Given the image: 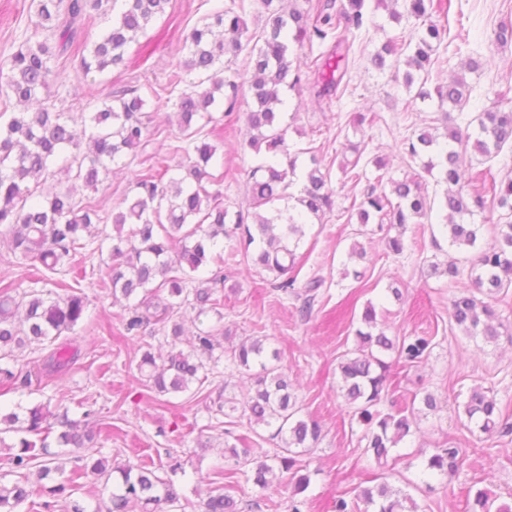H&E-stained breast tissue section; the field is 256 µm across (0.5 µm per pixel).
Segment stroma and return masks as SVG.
Masks as SVG:
<instances>
[{"label": "stroma", "instance_id": "35a3bbf8", "mask_svg": "<svg viewBox=\"0 0 512 512\" xmlns=\"http://www.w3.org/2000/svg\"><path fill=\"white\" fill-rule=\"evenodd\" d=\"M219 0H171L164 15L147 30L148 59L137 57V46L127 50V64L83 79L79 60L66 55L54 60L60 76L51 88V101L60 112H92L105 96L121 89L141 95L150 113V150L167 155L170 164L180 161L173 154L178 129L167 113L154 112L153 92L163 91L179 63L184 35ZM512 20V0H451L448 26L451 35L463 38V52L478 49L485 66L468 74L477 85L478 96L467 109L481 111L491 106L501 88L512 86V44L496 42L494 31L500 20ZM375 27L358 35L354 61L349 67L350 84L340 101L309 103L299 110L288 140L297 148L323 147L326 162L332 163V185L336 191L333 210L322 222L308 226L299 252L303 256L301 276L320 271L325 278L310 316L300 313L302 301L292 293L274 288L271 273L247 260L236 241L224 243L227 277L217 286L216 295L224 302L221 315H208L205 327L222 326L227 333L224 348H231L248 337L264 338L270 348L281 353L288 369L302 416L316 419L321 426L318 442L304 452L300 461L311 474L304 493L303 512H333L337 499L353 500L360 488L369 486L379 475H387L392 487L403 489L414 500L417 512H465L468 493L486 492L495 504L512 506V433L492 436L469 424L463 406L473 388L480 387L493 397L505 420L512 423V336L504 334L495 342L466 336L451 323L448 304L453 294L468 288V280L449 283L447 278L429 275L431 263L454 257L446 238H433L442 221L433 211L425 223L408 225L402 255L386 254L382 232L360 234L357 223L348 222L345 209L352 202V184L344 179L338 165L352 158V146L362 151L360 171L368 178L386 173L400 180L422 170L420 161H408L403 141L413 131L441 123L436 102L413 103V90L396 81L392 72L370 70L368 57L389 38L408 35L409 22L389 20L384 9L374 12ZM35 14L31 0H0V62L21 45L23 33L34 30ZM376 112L371 125H357L360 112ZM217 146L223 156L213 167L215 188L224 193V205L236 212L247 201V172L256 161L253 151L242 149L244 123H227L223 111H215ZM383 160L384 171H377L374 160ZM139 163L104 175L98 189L81 188L80 199L112 210L131 192V180ZM360 244L365 258L352 257L351 247ZM111 259L106 253H91L86 266L92 274L82 283L89 301L88 324L78 328L81 358L76 369L48 379L44 388L6 389L0 386V406L50 402L53 410L68 411L81 418L82 400L94 405L102 422L112 432L100 437L110 464L136 465L145 457L164 462L174 456L183 469L174 477L182 495L185 512H198L206 488L199 475L223 467L231 476L239 512H291L288 488L273 481L267 488L247 482L242 467L224 456L228 436L253 437L257 452L275 455L278 441L265 427H251L247 418L232 414L224 426L209 429L212 415L202 395L188 391L177 395H156L136 369L142 342L127 336L122 323V305L113 303L108 290L99 285L98 274ZM362 280H354L353 272ZM404 283L402 301L388 291L392 280ZM377 310L380 328L388 336H425L431 345L418 363H400L395 353L384 356L395 363L394 386L385 396L381 409L412 407L414 399L433 395L435 412L418 415L413 433L393 448L386 467L365 452V430L340 396L338 364L355 347L354 320L366 303ZM460 451L459 468L454 475L422 474V464L439 448Z\"/></svg>", "mask_w": 512, "mask_h": 512}]
</instances>
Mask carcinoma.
I'll list each match as a JSON object with an SVG mask.
<instances>
[{"label":"carcinoma","mask_w":512,"mask_h":512,"mask_svg":"<svg viewBox=\"0 0 512 512\" xmlns=\"http://www.w3.org/2000/svg\"><path fill=\"white\" fill-rule=\"evenodd\" d=\"M375 7L403 2L404 12L393 8L390 18L399 22L405 16L420 21L412 40L385 42L370 59L378 71L403 70V83L411 87L415 73L431 65L432 55L444 43L447 29L434 16L447 13L445 0H343L334 7L331 0L311 4V0H258L263 26L252 33L242 15L232 7L218 9L203 19L185 37L186 55L179 67L192 77L188 88L176 100L155 93L157 107L172 105L182 145L189 165L186 175H169L170 165L159 160L149 172L135 180L136 193L124 199L109 213L97 205L77 201L76 184L95 190L108 165L119 166L124 158L136 159L147 146V126L142 120L145 100L130 90L108 95L102 107L74 116L56 112L49 104L54 72L51 61L72 49L81 54L79 74L87 79L94 73L118 68L126 63V50L144 34L154 18L165 13L170 0H35V27L58 34L54 46L27 39L12 55L0 103L13 104V113L0 126V235L8 234L13 251L29 263L33 287L19 293L13 284L0 285V385L9 388L31 384L30 375L17 370L14 348L27 342L54 344L62 335L74 333L87 318V298L80 289L86 278L83 257L88 250L100 251L112 241V266L106 272L112 299L126 301L124 329L138 333L150 323L151 300L163 299L162 331L173 338L182 334L174 316L182 304L197 309V316L219 312L220 299L211 288L198 282V273L212 259L221 257L224 239H236L247 258L275 276L278 287L286 290L297 280L296 250L305 237L306 226L322 220L332 210L334 190L330 167L323 164L314 148L290 151L287 102L283 92L302 94V69L314 70L317 80L309 88L314 100L322 102L344 95L350 78L349 62L353 37L374 25L369 4ZM110 19L102 36L92 45L75 44L78 25L86 12ZM331 40L325 51L313 55L314 44ZM248 51L251 77L248 92L253 108L246 113L245 145L262 159L248 172V190L253 211H238L229 216L220 191H210L212 175L207 167L217 148L205 141L204 129L213 122V111L224 108V117L236 112L239 85L224 76V61H232ZM483 66L481 57L468 54L461 62L462 72L429 90L420 86L415 98H437L448 106L444 132L426 126L404 142V154L420 160L422 169L443 187L439 198L429 195L416 177L390 181L382 187L383 176L368 183L360 202H352L347 212L357 223L375 224L379 230L399 229L386 236L387 249L395 255L404 251L402 229L419 224L434 207L443 213L442 232L450 246L462 251L475 250L463 261L444 265L432 263L430 274L446 276L452 282L467 279L472 290L450 299L449 316L465 335L482 337L487 343L497 340L504 324L498 319L491 300L512 288V178L497 181L488 166L472 172L463 164L462 152L470 149L488 164L504 150L512 149V87L497 93V102L480 112L464 114L474 86L465 72ZM353 160L341 170L353 184L361 182L357 167L360 149L351 147ZM308 155L299 162L302 155ZM73 175L74 183L44 187L51 168ZM500 210L491 225L493 242L481 244L485 225L469 219L478 212ZM68 267L74 284H62L64 294L38 287L51 275ZM324 280L313 276L304 284L305 310H311L316 291ZM362 327L355 330L356 347L339 366L341 393L345 405L366 426V452L377 461L388 459L390 449L412 434L415 411L381 413L377 409L391 384L392 363L382 354L397 353V358L413 363L420 360L430 342L417 337L393 340L377 329V314L368 304L362 314ZM218 340L210 330H198L190 350L171 348L166 355L145 350L137 370L156 394L184 393L196 384L203 386L202 373L217 366L214 356ZM80 356V347L62 342L48 356V376L67 373ZM234 364L250 379L254 394L242 407L249 423L273 429L271 438L282 443V454L255 462L250 479L266 487L277 474L286 473L291 489L292 512H300L296 497L310 485V475L297 467L295 449L309 448L319 440L321 428L313 419L299 416L297 400L290 392L288 375L275 364L276 351L264 340L249 337L231 349ZM464 414L482 433L489 436L508 427L494 399L480 388L472 390L464 404ZM94 412L83 419L55 413L50 403L0 408V466L6 465L18 478L0 480V512H24L23 506L53 512L60 498L69 500L67 512H128L130 504L141 512H164L163 507H181L175 482L159 475L153 458L136 466H109L101 456L98 439L110 429L105 423L90 424ZM59 428L56 443L60 448L93 450L100 457L88 461L76 457L70 473L49 457L46 440ZM247 439L224 443V456L248 457ZM459 450L443 448L425 460L424 471L448 474L456 467ZM46 456L37 471L42 481L51 473L60 480L51 486L34 489L25 470L38 456ZM93 475L102 480L99 502L92 511L76 497L80 479ZM46 497L32 500L34 494ZM363 504L359 512H416L411 497L382 481L365 487L358 494ZM201 512H238L231 489L218 485L206 490ZM468 512H512V506L493 507L487 493L476 492Z\"/></svg>","instance_id":"1"}]
</instances>
